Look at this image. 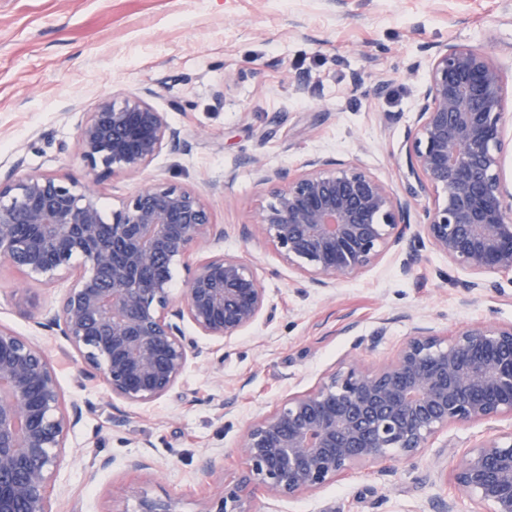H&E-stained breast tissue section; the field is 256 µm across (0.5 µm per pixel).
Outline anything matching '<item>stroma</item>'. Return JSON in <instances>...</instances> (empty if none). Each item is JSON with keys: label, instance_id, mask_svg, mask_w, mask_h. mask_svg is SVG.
<instances>
[{"label": "stroma", "instance_id": "stroma-1", "mask_svg": "<svg viewBox=\"0 0 512 512\" xmlns=\"http://www.w3.org/2000/svg\"><path fill=\"white\" fill-rule=\"evenodd\" d=\"M458 43L496 57L512 83V0H0V172L28 169L82 180L77 125L106 96L154 92L150 104L188 142L147 168L198 192L223 239L193 256L250 263L267 311L206 360L194 361L175 394L148 406L108 403L81 382L82 364L38 336L21 294L48 304L59 293L0 264V325L38 336L65 402L92 412L70 433L58 482L59 512H135L145 492L170 496L178 512H202L214 482L237 480L234 448L244 428L288 394L315 386L355 358L387 361L413 328L444 336L482 322L512 323V284L464 293L467 271L426 248L410 272L386 252L358 276L312 287L254 224L269 199L253 162L297 173L310 158L353 162L405 194V144L426 82L427 45ZM377 346H370L372 336ZM486 425L449 426L411 460L389 459L293 499L257 497L256 512H471L454 483L465 448ZM151 455L152 471L130 468ZM217 456L207 477L202 464ZM110 469L91 474L94 459Z\"/></svg>", "mask_w": 512, "mask_h": 512}]
</instances>
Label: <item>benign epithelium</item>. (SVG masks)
<instances>
[{
	"mask_svg": "<svg viewBox=\"0 0 512 512\" xmlns=\"http://www.w3.org/2000/svg\"><path fill=\"white\" fill-rule=\"evenodd\" d=\"M428 53V79L406 155L411 197L434 192L411 232V204L362 167L311 159L288 177L258 164L270 201L254 216L288 265L329 287L409 242L408 269L430 246L474 275L512 276V187L501 178L506 91L489 53L446 44ZM186 147L145 95L102 98L78 126L82 182L30 171L19 158L0 179V264L71 285L38 326L63 339L108 400L153 403L203 354L196 336L226 342L252 326L268 298L252 267L231 255L202 263L172 295L171 268L224 237L196 191L142 184L104 216L95 186L136 176L164 148ZM82 262L74 264L73 258ZM189 321L196 336L181 322ZM83 409L65 406L57 371L30 339L0 326V512H55L51 491ZM512 416V323L469 325L451 338L419 327L386 363L343 361L311 389L249 424L235 452L244 468L212 489L203 512H255L261 494L292 499L358 467L411 459L450 425L488 428ZM454 480L473 512H512V432L460 457ZM137 512H178L169 496L138 497Z\"/></svg>",
	"mask_w": 512,
	"mask_h": 512,
	"instance_id": "benign-epithelium-1",
	"label": "benign epithelium"
}]
</instances>
